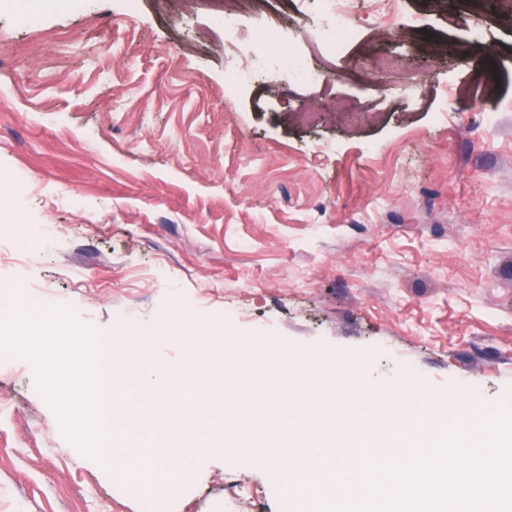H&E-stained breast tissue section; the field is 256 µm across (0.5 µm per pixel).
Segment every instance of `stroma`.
<instances>
[{"label":"stroma","instance_id":"1","mask_svg":"<svg viewBox=\"0 0 512 512\" xmlns=\"http://www.w3.org/2000/svg\"><path fill=\"white\" fill-rule=\"evenodd\" d=\"M0 0V284L24 275L48 309L98 336L127 318L159 326L194 311L212 334L362 364L389 383L487 414L512 406V0H402L396 33L361 24L329 86L257 79L224 97L230 44L194 0H84L21 23ZM309 64L312 0L269 5ZM421 25L407 27L411 16ZM487 33L482 50L472 29ZM406 59L422 88L382 93L372 64ZM322 109L303 122L307 107ZM50 225L26 252L14 238ZM165 266L168 283L151 271ZM304 397L270 376L257 414L277 447ZM328 439L341 467L387 441L394 408L345 400ZM126 415L141 442L167 443L178 407L145 395ZM280 465L216 436L189 480L154 512H292ZM240 481L237 497L224 478ZM0 512H143L64 434L29 359L0 363Z\"/></svg>","mask_w":512,"mask_h":512}]
</instances>
